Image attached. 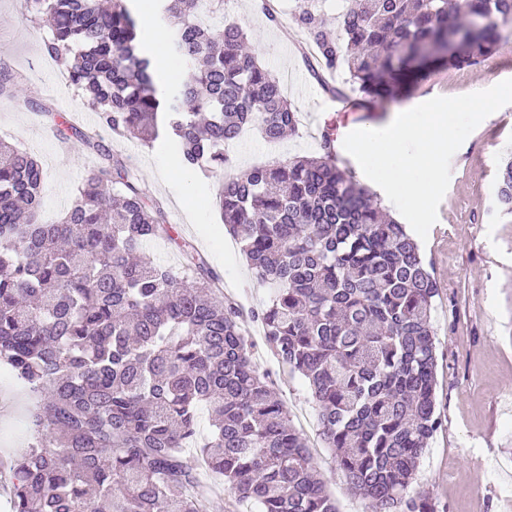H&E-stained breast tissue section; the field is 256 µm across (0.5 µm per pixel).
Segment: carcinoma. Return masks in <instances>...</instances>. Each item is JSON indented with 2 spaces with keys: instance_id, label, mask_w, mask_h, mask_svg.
<instances>
[{
  "instance_id": "obj_1",
  "label": "carcinoma",
  "mask_w": 512,
  "mask_h": 512,
  "mask_svg": "<svg viewBox=\"0 0 512 512\" xmlns=\"http://www.w3.org/2000/svg\"><path fill=\"white\" fill-rule=\"evenodd\" d=\"M129 2L43 0V55L67 62L69 84L113 135L162 139L182 169L226 173L222 221L272 289L253 319L282 368L308 381L348 489L373 512H434L410 493L440 425V286L417 242L336 164L327 132L317 156L234 168L230 148L245 128L278 143L298 118L240 26L197 19L224 12V0H154L156 14L180 18L165 51L177 71L161 94ZM324 2L295 5L293 24L317 51L303 62L325 92L356 105L481 64L512 31V0H345L335 29ZM335 72L346 75L339 86L325 80ZM54 131L103 163L87 168L61 220L44 224L41 164L0 145V365L35 398V443L0 457L10 512H206L210 479L244 512H339L307 439L255 368L221 276L173 238L102 139L64 120ZM495 196L512 214L511 160ZM152 240L175 246L181 267L147 258ZM202 407L211 428L191 459Z\"/></svg>"
}]
</instances>
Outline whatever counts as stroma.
<instances>
[{"label": "stroma", "instance_id": "35a3bbf8", "mask_svg": "<svg viewBox=\"0 0 512 512\" xmlns=\"http://www.w3.org/2000/svg\"><path fill=\"white\" fill-rule=\"evenodd\" d=\"M28 0H0V78L32 99L19 105L0 95V141L34 155L44 170L42 220L54 221L74 200L91 157L79 140H59L55 115L81 118L90 109L69 85L61 66L45 58L47 28L31 20ZM237 23L250 49L275 74H287L283 92L296 109V135L276 145L253 130L234 147L236 169L286 158L314 156L327 125L346 119L348 130L379 129L395 114L437 96L470 93L512 78V40L476 66L450 67L421 80L394 100L360 107L332 98L311 78L280 29L267 24L255 0H228L214 23ZM114 153L138 173L144 192L161 201L176 234L191 240L223 278L227 299L238 304L242 330L255 342V364L285 402L293 424L315 451L320 477L340 512H371L369 500L352 494L320 436L318 411L308 382L288 374L263 340L252 310L271 292L247 266L238 242L224 229L216 206L219 177L184 175L173 155L113 139ZM512 156V104L484 119L451 161V180L439 206L443 216L420 249L441 286L433 328L437 356L436 414L442 425L421 458L412 489L428 497L435 512H512V215L502 213L494 195L498 170ZM31 435L25 392L0 377V456L25 447Z\"/></svg>", "mask_w": 512, "mask_h": 512}]
</instances>
